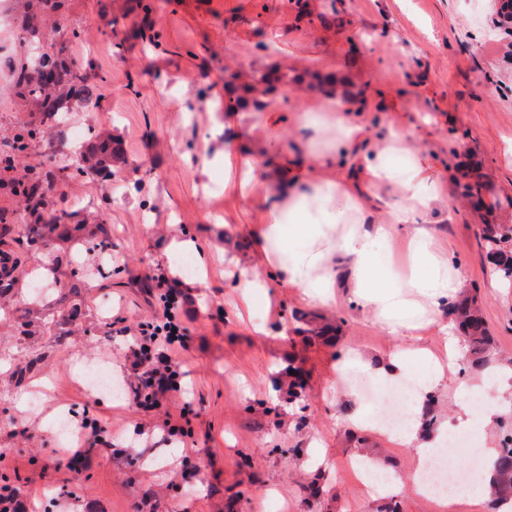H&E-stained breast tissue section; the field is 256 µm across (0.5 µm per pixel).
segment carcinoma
<instances>
[{
	"label": "carcinoma",
	"mask_w": 512,
	"mask_h": 512,
	"mask_svg": "<svg viewBox=\"0 0 512 512\" xmlns=\"http://www.w3.org/2000/svg\"><path fill=\"white\" fill-rule=\"evenodd\" d=\"M12 83L17 98L36 107V120L20 125L14 132L12 148L14 157L0 158V173L14 167L15 160L29 153L36 146L47 128L59 126V113L68 111V104H89L93 92L86 84L81 71L75 66L65 48L53 54L43 53L27 58L13 66ZM119 156L118 150L98 148L93 140L75 153L72 162L61 165L58 171L71 179L102 173L112 166ZM54 177L53 170L38 167L28 168V176L13 184L15 195L25 204L27 223L41 227L43 233H53L66 222L71 214L52 208L45 191V184ZM481 247L494 266L498 279L505 285L512 284V225L485 224L481 231ZM112 239L108 234L92 242L88 253L91 262L78 263L79 270L91 268L100 257L110 254ZM13 261L9 252L0 250V297L13 291ZM448 316L456 323L460 338L466 347L467 368L486 371L493 363V337L481 315L476 299L464 297L448 306ZM288 369V401L301 403L305 394V371L291 363ZM437 399L427 395L416 412L419 430L428 434L437 429ZM493 479L485 498L486 512H505L504 505L512 503V428L500 435V448L493 461Z\"/></svg>",
	"instance_id": "obj_1"
}]
</instances>
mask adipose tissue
I'll use <instances>...</instances> for the list:
<instances>
[{"instance_id":"ef3b65f1","label":"adipose tissue","mask_w":512,"mask_h":512,"mask_svg":"<svg viewBox=\"0 0 512 512\" xmlns=\"http://www.w3.org/2000/svg\"><path fill=\"white\" fill-rule=\"evenodd\" d=\"M233 126L230 119L219 125L226 134L224 197L257 201L252 239L262 258L259 266L240 272L244 303L276 282L298 289L307 302L332 301V259L338 254L350 261L352 302L380 327L411 339L446 334L441 314L463 280L450 254L434 248L442 202L437 165L411 131L393 127L373 142L359 115L343 112L335 142L301 162L285 151L272 157L251 140L230 136ZM385 185L397 186L402 201L385 220L375 221L364 201ZM400 233L411 264L407 275L387 286L376 246ZM375 372L383 384L419 375L429 393L446 384L442 364L423 348H399Z\"/></svg>"}]
</instances>
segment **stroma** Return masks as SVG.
I'll return each mask as SVG.
<instances>
[{
    "label": "stroma",
    "instance_id": "obj_1",
    "mask_svg": "<svg viewBox=\"0 0 512 512\" xmlns=\"http://www.w3.org/2000/svg\"><path fill=\"white\" fill-rule=\"evenodd\" d=\"M34 44L20 29L31 0H0V53L18 61L72 41V57L98 94L95 104L64 113L65 126L112 139L121 158L110 177H55L47 195L75 221L31 243L23 204L0 183V215L11 221L9 247L19 259L16 293L0 307V475L19 491L21 512H376L350 465L364 435L375 465L400 479V512H436L412 488L414 449L395 446L352 414L384 411L336 377L338 364L379 361L399 337L353 307H319L297 289H270L251 306L240 300L238 265L258 261L250 241L256 213L225 201L223 136L213 135L224 100L253 74L276 73L265 111L248 108L235 133L247 136L264 112H295L321 99L310 74L333 68L363 96L351 106L370 136L389 124L413 129L440 165L443 195L435 247L462 265L463 294H477L501 355L512 357V288L498 284L480 245L485 220L512 224V34L493 20L500 0H60ZM0 70V154L17 122L34 120ZM333 129L278 127L271 140L299 155L321 147ZM478 166L481 196L456 183L461 162ZM228 215L221 223L220 215ZM112 238V281L97 278L72 294L71 257L102 234ZM189 242L196 272H186L172 241ZM152 280L149 289L143 280ZM187 296L190 330L180 358L186 394L168 409L198 453L183 471L178 442L162 438L163 413L148 415L129 395L90 394L80 365L102 363L114 378L132 374L125 327L153 320L156 281ZM76 322H69L73 305ZM338 326L331 341H306L299 314ZM34 333L18 339L20 323ZM32 361L21 384L13 358ZM307 373L303 405L281 385L289 362ZM437 394L440 419L467 408L481 448L497 445L499 426L483 427L485 401L466 404L458 368ZM98 418L112 443L94 445L89 467L73 471L54 422ZM326 492L307 500L305 484Z\"/></svg>",
    "mask_w": 512,
    "mask_h": 512
}]
</instances>
